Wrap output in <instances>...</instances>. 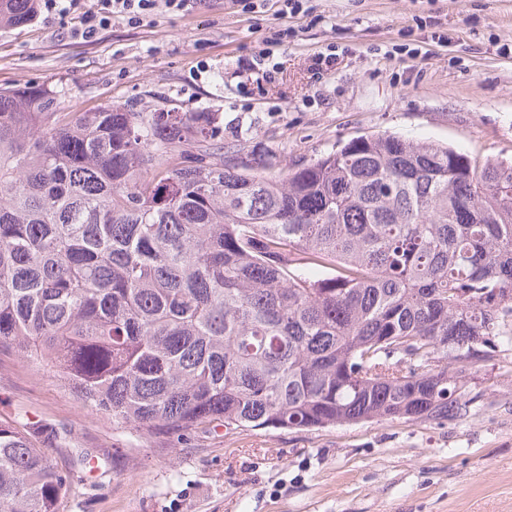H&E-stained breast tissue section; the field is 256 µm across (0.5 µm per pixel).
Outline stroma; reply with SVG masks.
Returning <instances> with one entry per match:
<instances>
[{
  "mask_svg": "<svg viewBox=\"0 0 512 512\" xmlns=\"http://www.w3.org/2000/svg\"><path fill=\"white\" fill-rule=\"evenodd\" d=\"M199 0L93 40L37 17L0 26V88L63 89L57 109L211 112L227 158L271 172L350 140L435 141L476 164L512 160V0H303L281 15ZM278 29L284 43L267 45ZM273 82L254 68L261 49ZM449 420L193 433L181 444L113 429L46 371L0 352V422L54 425L69 470L59 512H512V347L462 376ZM88 452L96 474L75 466Z\"/></svg>",
  "mask_w": 512,
  "mask_h": 512,
  "instance_id": "1",
  "label": "stroma"
}]
</instances>
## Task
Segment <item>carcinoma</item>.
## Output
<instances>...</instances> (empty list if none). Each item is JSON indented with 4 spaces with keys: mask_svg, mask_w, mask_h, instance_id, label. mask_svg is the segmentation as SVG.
Here are the masks:
<instances>
[{
    "mask_svg": "<svg viewBox=\"0 0 512 512\" xmlns=\"http://www.w3.org/2000/svg\"><path fill=\"white\" fill-rule=\"evenodd\" d=\"M36 8L0 0V23ZM59 96L0 90V349L112 428L447 419L512 345V163L380 134L269 175L224 158L211 112ZM39 441L0 423V512H58Z\"/></svg>",
    "mask_w": 512,
    "mask_h": 512,
    "instance_id": "cac0c4a2",
    "label": "carcinoma"
}]
</instances>
